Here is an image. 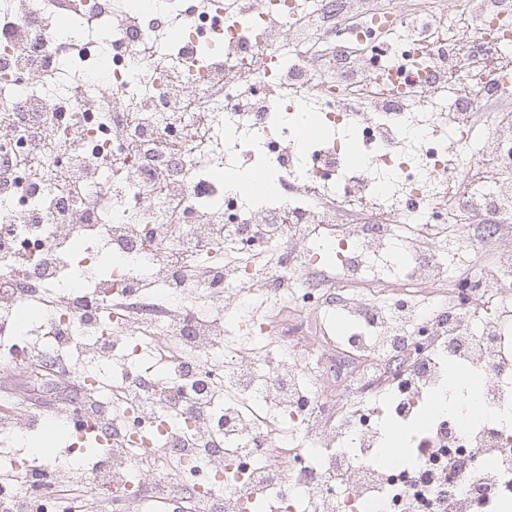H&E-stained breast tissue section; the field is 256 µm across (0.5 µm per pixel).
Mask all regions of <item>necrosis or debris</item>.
Masks as SVG:
<instances>
[{
    "instance_id": "4bbe7bcc",
    "label": "necrosis or debris",
    "mask_w": 512,
    "mask_h": 512,
    "mask_svg": "<svg viewBox=\"0 0 512 512\" xmlns=\"http://www.w3.org/2000/svg\"><path fill=\"white\" fill-rule=\"evenodd\" d=\"M46 0H0V356L32 349L18 313L39 310L57 336L48 357L88 376L112 454L95 482L112 512H139L157 487L167 512L185 498L210 512H502L512 499V39L493 24L512 0H454L419 35L384 12L343 26L345 0H313L317 30L290 0H244L224 47L201 0L128 5L80 0L95 26L56 25ZM341 51L325 65L314 36ZM367 47L366 67L344 46ZM56 73L33 82L40 64ZM192 87L186 97L184 87ZM320 137L288 143L300 115ZM267 169L274 191L225 189L214 170ZM403 255L401 291L385 295L379 262ZM180 256L202 275L176 279ZM61 260L64 275H45ZM286 297L340 320V340L285 332L266 348L252 306ZM176 342L182 367L152 372L145 352ZM473 375L484 415L429 412L448 373ZM204 396L172 411L175 393ZM413 425L408 458L381 462L383 415ZM293 444L292 457L271 448ZM180 451L170 467L166 451ZM425 456H416V449ZM17 485L0 503L66 512L33 479L46 464L9 458Z\"/></svg>"
}]
</instances>
